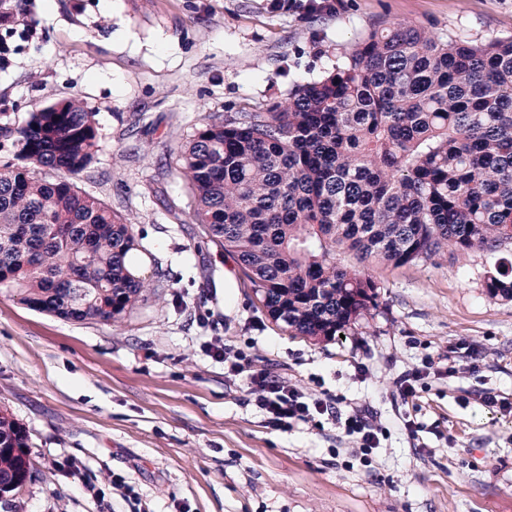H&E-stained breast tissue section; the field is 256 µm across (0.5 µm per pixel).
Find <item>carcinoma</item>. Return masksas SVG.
<instances>
[{"label": "carcinoma", "instance_id": "obj_1", "mask_svg": "<svg viewBox=\"0 0 512 512\" xmlns=\"http://www.w3.org/2000/svg\"><path fill=\"white\" fill-rule=\"evenodd\" d=\"M9 132L0 289L64 320L119 322L151 284L125 266L132 225L71 179L98 151L94 114L71 99ZM181 162L204 236L272 321L313 341L353 335L379 307L368 266L512 244V37L374 27L266 111L203 120ZM484 288L512 301V266ZM28 448L0 410L1 483L26 481Z\"/></svg>", "mask_w": 512, "mask_h": 512}]
</instances>
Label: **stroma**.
<instances>
[{"mask_svg":"<svg viewBox=\"0 0 512 512\" xmlns=\"http://www.w3.org/2000/svg\"><path fill=\"white\" fill-rule=\"evenodd\" d=\"M18 8L38 26L27 41L0 28V114L17 127L71 98L94 113L97 155L74 181L131 222L152 288L114 325L0 292V407L32 458L0 512H512V415L474 396L512 398V301L483 286L512 245L371 266L378 310L357 335L316 343L273 323L250 288L227 299L236 264L204 238L178 160L204 118L265 111L378 24L512 37V0H336L331 15L272 0H0ZM214 336L342 411L369 407L384 431L371 464L336 421L268 426L205 353ZM458 341L470 351L453 354L455 377H428L402 402L395 379ZM112 471L135 498L112 488Z\"/></svg>","mask_w":512,"mask_h":512,"instance_id":"35a3bbf8","label":"stroma"}]
</instances>
